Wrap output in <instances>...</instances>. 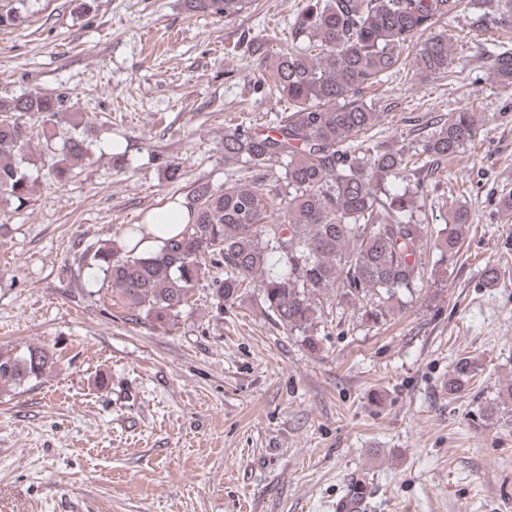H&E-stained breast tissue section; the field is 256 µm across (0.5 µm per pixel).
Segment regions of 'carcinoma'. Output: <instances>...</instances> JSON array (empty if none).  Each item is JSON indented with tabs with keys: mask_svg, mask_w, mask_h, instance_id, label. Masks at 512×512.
Returning a JSON list of instances; mask_svg holds the SVG:
<instances>
[{
	"mask_svg": "<svg viewBox=\"0 0 512 512\" xmlns=\"http://www.w3.org/2000/svg\"><path fill=\"white\" fill-rule=\"evenodd\" d=\"M0 10V27L18 23L26 0ZM247 0H186L193 10L233 17ZM462 0H308L292 23V36L308 41L311 56L281 51L268 76L291 111L275 115L261 131L237 126L224 130V163L278 165L288 184L283 220L270 221L277 198L254 182L232 179L214 189L197 185L183 203L186 232L162 241L152 253L103 245L92 265L104 274L123 307L165 324L185 307L209 265L224 266L215 281V299L234 305L246 289L257 291L267 314L309 349L318 346L314 330L321 318L320 297L336 292L363 316L377 321L401 295L419 287L427 270L424 246L437 255L432 271L459 252L469 210L452 200L448 219L433 228L415 219L422 182L411 180L428 163L453 157L476 136L482 115L461 109L436 122L418 149L359 143L383 116L363 95L401 65L404 50L419 42L414 68L422 78L448 72V35L440 26L455 17ZM475 24L505 26L509 11L487 13L476 7ZM491 72L512 87V52L497 54ZM74 124V113L60 110L57 95L0 97V195L23 203L34 181L16 157L33 137L49 142L54 130ZM88 130L64 143L65 157L88 155ZM180 222L174 208L160 209L144 224H126L119 234L148 239V227ZM53 357L40 347L21 354L0 351V394L44 376ZM479 362L459 358L448 375V394L467 390Z\"/></svg>",
	"mask_w": 512,
	"mask_h": 512,
	"instance_id": "obj_1",
	"label": "carcinoma"
}]
</instances>
